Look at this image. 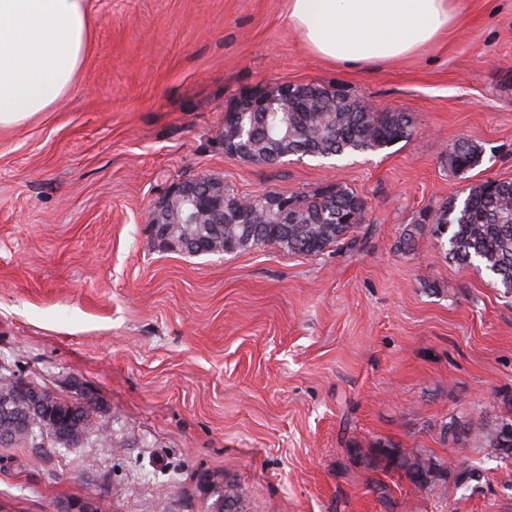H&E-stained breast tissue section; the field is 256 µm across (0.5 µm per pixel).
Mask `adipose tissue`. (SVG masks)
I'll list each match as a JSON object with an SVG mask.
<instances>
[{
    "label": "adipose tissue",
    "instance_id": "ef3b65f1",
    "mask_svg": "<svg viewBox=\"0 0 512 512\" xmlns=\"http://www.w3.org/2000/svg\"><path fill=\"white\" fill-rule=\"evenodd\" d=\"M459 0H289L288 24L328 61L373 66L454 24ZM92 36L91 0H0V129L69 92Z\"/></svg>",
    "mask_w": 512,
    "mask_h": 512
}]
</instances>
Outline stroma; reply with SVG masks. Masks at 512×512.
Returning <instances> with one entry per match:
<instances>
[{
    "mask_svg": "<svg viewBox=\"0 0 512 512\" xmlns=\"http://www.w3.org/2000/svg\"><path fill=\"white\" fill-rule=\"evenodd\" d=\"M74 88L0 130V373L90 389L110 447L0 445V512H512V457L442 437L512 418V294L449 258L422 214L512 181V0H462L455 27L372 67L327 62L288 0H92ZM336 87L408 113L383 152L261 165L225 155L246 90ZM463 137L480 165L445 157ZM240 195L342 184L369 220L319 255L160 247L153 207L179 181ZM477 469L419 491L374 450Z\"/></svg>",
    "mask_w": 512,
    "mask_h": 512,
    "instance_id": "obj_1",
    "label": "stroma"
}]
</instances>
